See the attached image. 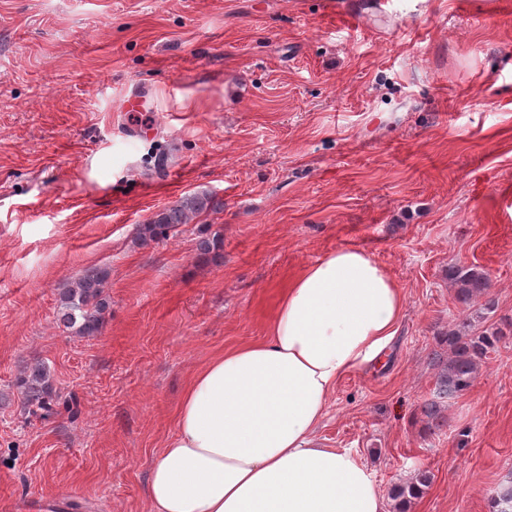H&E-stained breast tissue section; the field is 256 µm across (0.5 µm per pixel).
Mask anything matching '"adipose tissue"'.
I'll return each instance as SVG.
<instances>
[{
    "instance_id": "1",
    "label": "adipose tissue",
    "mask_w": 512,
    "mask_h": 512,
    "mask_svg": "<svg viewBox=\"0 0 512 512\" xmlns=\"http://www.w3.org/2000/svg\"><path fill=\"white\" fill-rule=\"evenodd\" d=\"M401 288L362 250L306 266L267 337L210 359L149 475L151 512H386L377 481L316 430L337 381L398 332Z\"/></svg>"
}]
</instances>
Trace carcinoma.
I'll return each instance as SVG.
<instances>
[{"label": "carcinoma", "mask_w": 512, "mask_h": 512, "mask_svg": "<svg viewBox=\"0 0 512 512\" xmlns=\"http://www.w3.org/2000/svg\"><path fill=\"white\" fill-rule=\"evenodd\" d=\"M213 209L214 198L210 193L188 194L139 225V240L143 243L156 241L178 225ZM446 277L465 317L436 333L439 349L432 351L430 357L436 369L434 396L422 405V413L431 429H438L447 422L444 411L448 400L474 386L488 354L504 336L512 335L511 318L500 324L488 323L489 315L495 311V300L487 272L477 266L456 265L448 267ZM109 278L110 269L99 266L88 268L78 278L61 284L57 315L65 329L82 337H93L101 332L109 309V301L104 295ZM15 386L27 404L49 409L53 383L45 365L36 364L29 368L20 375ZM430 483V472L422 470L412 482L394 486L391 496L402 506L418 497ZM488 509L489 512H512V477L490 498Z\"/></svg>", "instance_id": "obj_1"}]
</instances>
